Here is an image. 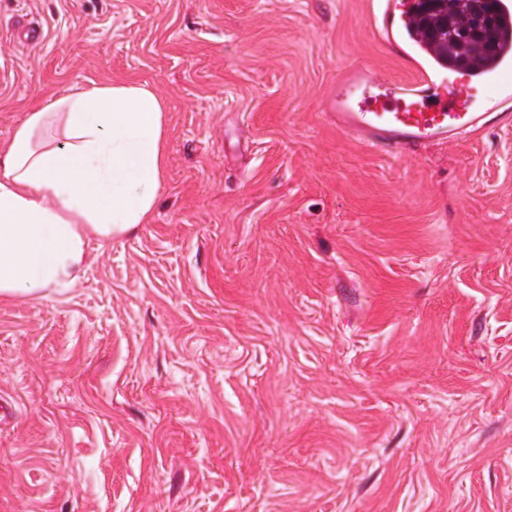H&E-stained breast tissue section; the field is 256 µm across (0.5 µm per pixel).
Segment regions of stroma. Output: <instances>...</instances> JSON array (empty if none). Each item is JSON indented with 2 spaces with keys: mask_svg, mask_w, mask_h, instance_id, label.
<instances>
[{
  "mask_svg": "<svg viewBox=\"0 0 512 512\" xmlns=\"http://www.w3.org/2000/svg\"><path fill=\"white\" fill-rule=\"evenodd\" d=\"M378 7L0 0V147L93 81L168 120L148 222L0 298V512H512V122L338 127L417 76Z\"/></svg>",
  "mask_w": 512,
  "mask_h": 512,
  "instance_id": "35a3bbf8",
  "label": "stroma"
}]
</instances>
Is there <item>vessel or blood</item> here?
<instances>
[{
    "label": "vessel or blood",
    "mask_w": 512,
    "mask_h": 512,
    "mask_svg": "<svg viewBox=\"0 0 512 512\" xmlns=\"http://www.w3.org/2000/svg\"><path fill=\"white\" fill-rule=\"evenodd\" d=\"M504 32L493 62L473 74L465 87L449 84L444 61L426 53L408 29L405 0H386L380 20L384 38L404 43L419 79L399 92H380V83L358 70L340 79L328 108L342 129L374 146L415 148L452 139L502 121L512 108V0H497Z\"/></svg>",
    "instance_id": "obj_1"
}]
</instances>
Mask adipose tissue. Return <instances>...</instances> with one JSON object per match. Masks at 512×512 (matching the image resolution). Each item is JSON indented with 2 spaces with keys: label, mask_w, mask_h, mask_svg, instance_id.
Instances as JSON below:
<instances>
[{
  "label": "adipose tissue",
  "mask_w": 512,
  "mask_h": 512,
  "mask_svg": "<svg viewBox=\"0 0 512 512\" xmlns=\"http://www.w3.org/2000/svg\"><path fill=\"white\" fill-rule=\"evenodd\" d=\"M167 109L134 83H90L32 109L0 149V297L73 285L87 244L146 223Z\"/></svg>",
  "instance_id": "obj_1"
}]
</instances>
